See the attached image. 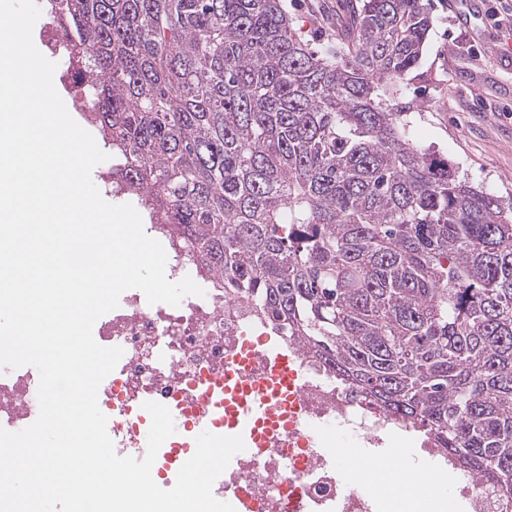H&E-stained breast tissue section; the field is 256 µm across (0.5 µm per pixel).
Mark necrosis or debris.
Returning <instances> with one entry per match:
<instances>
[{
    "instance_id": "4bbe7bcc",
    "label": "necrosis or debris",
    "mask_w": 512,
    "mask_h": 512,
    "mask_svg": "<svg viewBox=\"0 0 512 512\" xmlns=\"http://www.w3.org/2000/svg\"><path fill=\"white\" fill-rule=\"evenodd\" d=\"M166 276L192 278L205 294L173 307L146 304L140 293L126 291L118 308L95 323L97 343L123 350L119 369L98 390L100 409L111 415L118 455L139 452L144 398L191 411L199 402L198 388L223 374L246 337L274 336L298 375L297 388L282 406L288 427L231 463L215 496L248 512H389L396 502L402 512H417L404 476L378 471L368 492L351 491L352 471L332 458L351 448H384L398 458L407 451L437 457L441 448L336 380L312 350L266 318L253 296L208 287L203 272L185 258L167 262ZM38 386L34 366L0 369V424L17 431L32 424L39 414ZM454 494L466 512H512V498L472 472H458Z\"/></svg>"
}]
</instances>
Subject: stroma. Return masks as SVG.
<instances>
[{
    "label": "stroma",
    "instance_id": "obj_1",
    "mask_svg": "<svg viewBox=\"0 0 512 512\" xmlns=\"http://www.w3.org/2000/svg\"><path fill=\"white\" fill-rule=\"evenodd\" d=\"M297 29L320 49L347 27L352 0H285ZM498 0H476L460 16L454 0H429L432 28L419 68L399 104L409 107L415 141L456 164L472 185L512 201V71L489 49L512 31L489 13Z\"/></svg>",
    "mask_w": 512,
    "mask_h": 512
}]
</instances>
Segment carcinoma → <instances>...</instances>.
<instances>
[{"instance_id": "1", "label": "carcinoma", "mask_w": 512, "mask_h": 512, "mask_svg": "<svg viewBox=\"0 0 512 512\" xmlns=\"http://www.w3.org/2000/svg\"><path fill=\"white\" fill-rule=\"evenodd\" d=\"M46 8L63 86L112 155L109 192L512 492V203L423 150L395 108L432 23L423 0H359L320 52L284 0Z\"/></svg>"}]
</instances>
